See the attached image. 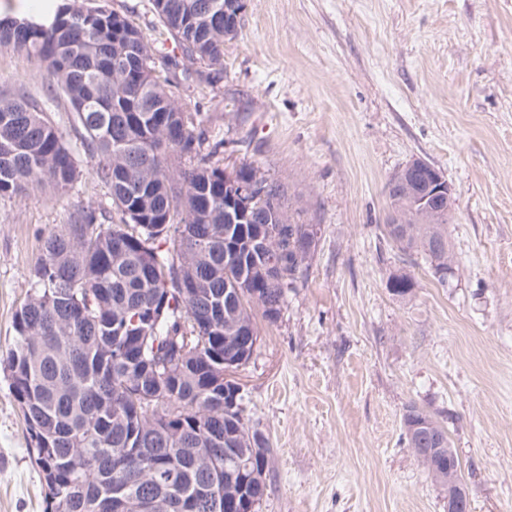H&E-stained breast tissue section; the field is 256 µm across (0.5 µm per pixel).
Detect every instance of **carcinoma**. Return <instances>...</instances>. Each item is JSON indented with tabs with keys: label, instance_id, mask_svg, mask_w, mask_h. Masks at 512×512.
I'll list each match as a JSON object with an SVG mask.
<instances>
[{
	"label": "carcinoma",
	"instance_id": "obj_1",
	"mask_svg": "<svg viewBox=\"0 0 512 512\" xmlns=\"http://www.w3.org/2000/svg\"><path fill=\"white\" fill-rule=\"evenodd\" d=\"M175 44L155 64L153 49L107 0H61L50 20L0 19V48L48 63V93L68 106V123L109 204L78 207L43 236L30 290L14 314V344L0 358L23 415L48 512H215L239 493L240 451L263 452L250 470L265 478L269 442L243 415L224 360L241 354L245 329L281 314L288 289L308 269L316 225L299 223L288 187L243 162L224 178V139L178 95L187 63L220 74L224 43L240 33L242 0H151ZM84 175L54 115L31 96L0 97V198L28 188L65 193ZM257 188L238 214L233 184ZM385 231L405 252L424 255L438 281L448 249L446 195L416 203L399 184L388 193ZM195 282L184 294L181 279ZM405 299L415 282L389 278ZM164 362L175 375L157 378ZM237 400L231 412L224 405ZM408 447L421 433L439 451L417 460L446 484L460 461L445 427L414 405L403 417ZM137 457L131 482L123 457Z\"/></svg>",
	"mask_w": 512,
	"mask_h": 512
}]
</instances>
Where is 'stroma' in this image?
I'll list each match as a JSON object with an SVG mask.
<instances>
[{"label":"stroma","instance_id":"stroma-1","mask_svg":"<svg viewBox=\"0 0 512 512\" xmlns=\"http://www.w3.org/2000/svg\"><path fill=\"white\" fill-rule=\"evenodd\" d=\"M211 85L180 96L317 227L307 272L235 378L273 449L258 512H446L448 490L405 441L408 405L448 430L469 512H512V0H244ZM158 54L149 0H109ZM46 64L0 49V89L41 96ZM454 189L446 283L385 234L390 176L412 159ZM85 173L65 194L0 198V355L42 235L108 203ZM410 274L411 297L388 278ZM20 409L0 371V512H47Z\"/></svg>","mask_w":512,"mask_h":512}]
</instances>
